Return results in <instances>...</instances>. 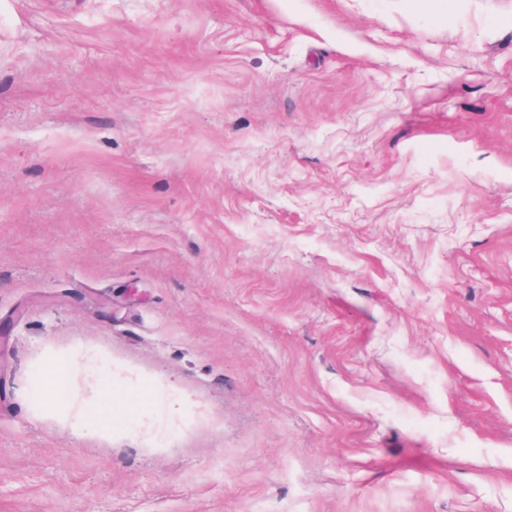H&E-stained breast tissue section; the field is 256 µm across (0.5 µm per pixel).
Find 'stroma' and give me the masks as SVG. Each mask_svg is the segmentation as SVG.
Here are the masks:
<instances>
[{"label":"stroma","mask_w":512,"mask_h":512,"mask_svg":"<svg viewBox=\"0 0 512 512\" xmlns=\"http://www.w3.org/2000/svg\"><path fill=\"white\" fill-rule=\"evenodd\" d=\"M0 512H512V0H0ZM69 373L70 364L63 359L55 360L44 373L43 384L47 395L57 405H64L70 399Z\"/></svg>","instance_id":"1"}]
</instances>
